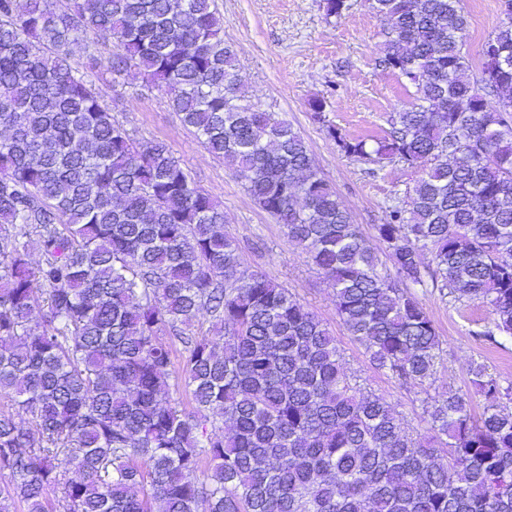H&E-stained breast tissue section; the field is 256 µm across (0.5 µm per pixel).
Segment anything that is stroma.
Returning a JSON list of instances; mask_svg holds the SVG:
<instances>
[{"instance_id": "35a3bbf8", "label": "stroma", "mask_w": 512, "mask_h": 512, "mask_svg": "<svg viewBox=\"0 0 512 512\" xmlns=\"http://www.w3.org/2000/svg\"><path fill=\"white\" fill-rule=\"evenodd\" d=\"M469 14L466 41L472 64H479L482 42L500 18V0H464ZM224 18V39L238 52L245 101L279 113L309 144L312 160L350 211L372 247H379L375 227L388 206L404 199L418 177L397 163H375L345 155L326 133L334 125L347 138L383 135L392 112L413 99L412 88L377 65L385 20L366 0H346L341 18L327 19L324 0H217ZM117 123L142 143L168 145L194 185L224 209L223 230L240 248L242 264L267 273L288 288L335 336L347 369L370 393L385 397L407 433L430 437L426 408L443 395L470 396L469 368L484 364L489 372L512 379V342L489 346L479 337L494 321L491 308L458 302L433 288L416 295L442 341L443 362L432 378L403 385L371 365L364 345L349 335L334 303V285L286 234V229L254 204L223 160L210 155L194 133L172 112L164 91L147 85L129 69L119 83L87 73ZM328 99L325 123L310 117L311 99Z\"/></svg>"}]
</instances>
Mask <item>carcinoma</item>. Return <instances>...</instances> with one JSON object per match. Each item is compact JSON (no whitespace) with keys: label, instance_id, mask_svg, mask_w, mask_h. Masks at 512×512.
I'll use <instances>...</instances> for the list:
<instances>
[{"label":"carcinoma","instance_id":"1","mask_svg":"<svg viewBox=\"0 0 512 512\" xmlns=\"http://www.w3.org/2000/svg\"><path fill=\"white\" fill-rule=\"evenodd\" d=\"M368 4L388 22L378 66L415 103L371 145L326 131L349 156L421 171L376 225L389 268L301 132L242 102L216 0H0V392L22 413H0V471L14 477L0 512H512V382L475 365L482 413L437 399L434 435L413 439L344 369L328 328L243 268L218 230L224 209L167 145L116 123L71 62L79 40H112V78L134 67L164 91L333 281L370 361L421 384L442 348L410 285L489 305L477 336L512 339V0L475 72L463 0ZM203 312L217 336L185 335ZM175 340L191 413L164 397Z\"/></svg>","mask_w":512,"mask_h":512}]
</instances>
